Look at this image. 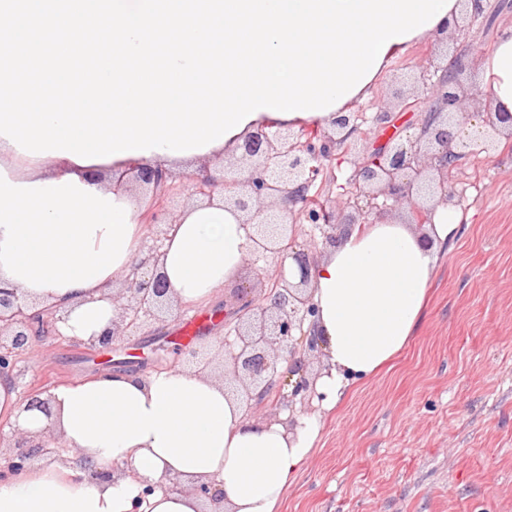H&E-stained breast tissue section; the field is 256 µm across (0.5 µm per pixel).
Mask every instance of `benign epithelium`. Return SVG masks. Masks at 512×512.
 <instances>
[{
    "label": "benign epithelium",
    "instance_id": "1",
    "mask_svg": "<svg viewBox=\"0 0 512 512\" xmlns=\"http://www.w3.org/2000/svg\"><path fill=\"white\" fill-rule=\"evenodd\" d=\"M432 63L417 66L416 82L428 94L429 109L421 121L420 132L398 140L387 139L371 156L357 161L354 170L355 198H366V208L353 202L358 216L344 218L330 206L315 204L308 195L310 187L323 174L325 162L359 131L360 113L339 116L333 134L315 128L297 132L271 133L258 129L240 145L239 171L242 177L225 184L208 174H192L195 193L213 197L222 187L224 203L232 204L245 215L244 223L254 228L250 235L255 259L273 257L275 261L257 268V279L267 289L261 299L250 296L248 288H238L240 305L225 313V322L233 324V340L223 342V371H231L233 380L242 383L247 405L262 407L268 398L290 388L288 401L306 398L310 381L302 375L300 352H315L316 337L303 332L305 322L316 314L307 293L312 265L305 251L298 248L296 225L283 216L272 214L274 205L283 202L288 213H295L318 229L325 240L336 243V232L350 230L356 224H370V216L393 208H406L410 224H430L439 203L454 197L449 181L451 171L468 155L487 153L494 136L512 137V113L494 112L490 103L475 110L473 86L449 76L429 83ZM131 182L145 190H156L165 182V172L151 165L131 171ZM290 255L300 272L297 284L290 282L276 259ZM158 249L134 262L131 276L123 284L117 299L120 313L112 330L103 334L101 344L117 343L128 328L144 319L172 310L169 287L163 276L154 272ZM29 302L14 290L0 289V376L14 374L17 363L32 354L30 338L48 335L63 320L58 311H50L41 320V328L31 325L25 310ZM12 455L0 453V479L20 470L42 446L21 435Z\"/></svg>",
    "mask_w": 512,
    "mask_h": 512
}]
</instances>
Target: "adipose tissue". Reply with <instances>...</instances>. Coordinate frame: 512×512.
<instances>
[{
    "mask_svg": "<svg viewBox=\"0 0 512 512\" xmlns=\"http://www.w3.org/2000/svg\"><path fill=\"white\" fill-rule=\"evenodd\" d=\"M481 77L492 108L512 113V27L499 35ZM334 121L261 112L244 133L201 154L154 152L86 166L25 156L0 136V287L26 295L29 316L65 311L61 336L99 340L118 316L117 286L148 243L153 197L133 195L125 171L144 163L194 171L236 152L258 128L328 130ZM462 220L452 206L439 209L424 234L380 220L327 248L311 275V332L328 361L315 383L323 404L334 406L350 380L380 371L415 334L435 246L451 240ZM251 246L241 213L204 198L169 226L158 271L178 305H211L238 279ZM50 395L49 411L27 406L14 379L0 378V420L68 451L66 460L38 457L0 480V512H275L319 431L309 417L295 426L248 417L223 379L184 367L106 370ZM92 470L104 479H88ZM166 477L216 482L224 498L207 505L193 492L157 487L143 495L144 482Z\"/></svg>",
    "mask_w": 512,
    "mask_h": 512,
    "instance_id": "obj_1",
    "label": "adipose tissue"
}]
</instances>
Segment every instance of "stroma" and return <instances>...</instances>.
Returning a JSON list of instances; mask_svg holds the SVG:
<instances>
[{"instance_id":"stroma-1","label":"stroma","mask_w":512,"mask_h":512,"mask_svg":"<svg viewBox=\"0 0 512 512\" xmlns=\"http://www.w3.org/2000/svg\"><path fill=\"white\" fill-rule=\"evenodd\" d=\"M512 25V0H489L466 15L446 42H419L395 58L369 100L358 139L312 188L330 203L350 188L340 160L382 144L371 122L392 102L400 126L415 130L423 97L415 66L427 56L461 63L478 80L499 32ZM454 200L467 221L437 253L421 324L377 375L352 383L335 408L296 404L320 431L277 512H512V138L453 170ZM182 309L130 329L115 347L35 336L37 355L19 362V396L96 375L112 361H140L145 372L177 362Z\"/></svg>"}]
</instances>
